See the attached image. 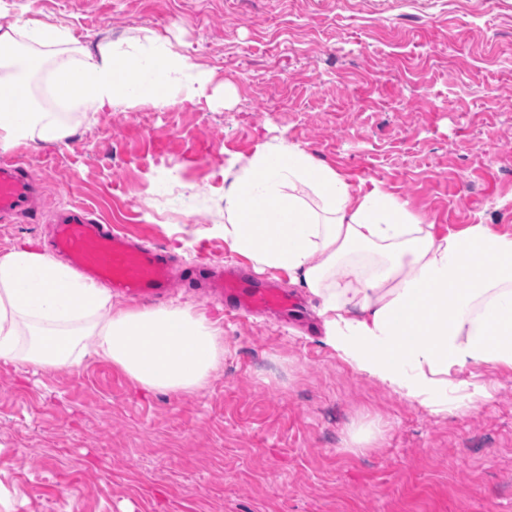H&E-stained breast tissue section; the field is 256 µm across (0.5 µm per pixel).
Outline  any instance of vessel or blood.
I'll return each instance as SVG.
<instances>
[{"mask_svg": "<svg viewBox=\"0 0 512 512\" xmlns=\"http://www.w3.org/2000/svg\"><path fill=\"white\" fill-rule=\"evenodd\" d=\"M36 188L16 162L0 161V217L26 212ZM57 249L86 275L107 282L114 292L132 298H160L174 279L171 264L158 249L136 245L111 226L97 223L87 208L74 207L54 227ZM214 291L243 309H291L287 294L254 287L235 271H227Z\"/></svg>", "mask_w": 512, "mask_h": 512, "instance_id": "b4317fda", "label": "vessel or blood"}]
</instances>
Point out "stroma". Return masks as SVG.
<instances>
[{
  "instance_id": "obj_1",
  "label": "stroma",
  "mask_w": 512,
  "mask_h": 512,
  "mask_svg": "<svg viewBox=\"0 0 512 512\" xmlns=\"http://www.w3.org/2000/svg\"><path fill=\"white\" fill-rule=\"evenodd\" d=\"M106 40L167 38L214 73L208 103L79 108L71 140L10 159L40 187L0 223V254L50 249L62 208L167 252L247 266L224 245V174L285 140L354 188H381L437 232L512 233V0H15ZM307 319L228 312L196 393H143L102 360L0 364V512H512V371L481 369L466 413L436 416L324 347L317 302L253 272Z\"/></svg>"
}]
</instances>
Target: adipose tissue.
<instances>
[{
	"instance_id": "adipose-tissue-1",
	"label": "adipose tissue",
	"mask_w": 512,
	"mask_h": 512,
	"mask_svg": "<svg viewBox=\"0 0 512 512\" xmlns=\"http://www.w3.org/2000/svg\"><path fill=\"white\" fill-rule=\"evenodd\" d=\"M50 58L49 91L101 111L209 99L213 75L159 35L84 52L71 29L18 15L0 28V153L72 135L33 110L26 52ZM224 243L260 270L286 272L317 299L324 346L434 415L481 367L512 370V233L485 224L437 234L393 195L355 191L299 146L244 160L224 190ZM112 362L145 392L204 389L224 358L220 319L190 301L151 309L29 244L0 255V362L45 371Z\"/></svg>"
}]
</instances>
